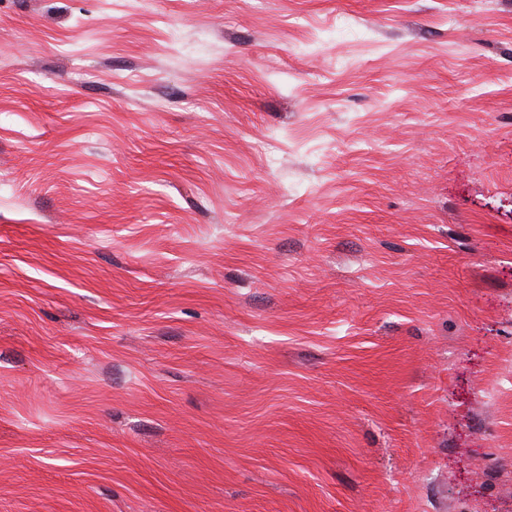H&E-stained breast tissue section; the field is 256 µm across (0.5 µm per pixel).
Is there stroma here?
I'll use <instances>...</instances> for the list:
<instances>
[{"instance_id": "obj_1", "label": "stroma", "mask_w": 512, "mask_h": 512, "mask_svg": "<svg viewBox=\"0 0 512 512\" xmlns=\"http://www.w3.org/2000/svg\"><path fill=\"white\" fill-rule=\"evenodd\" d=\"M0 512H512V0H0Z\"/></svg>"}]
</instances>
